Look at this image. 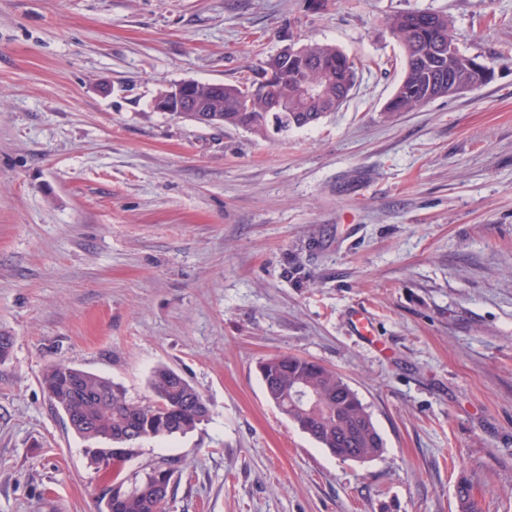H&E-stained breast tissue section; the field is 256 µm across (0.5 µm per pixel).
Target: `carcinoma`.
<instances>
[{
	"instance_id": "1",
	"label": "carcinoma",
	"mask_w": 512,
	"mask_h": 512,
	"mask_svg": "<svg viewBox=\"0 0 512 512\" xmlns=\"http://www.w3.org/2000/svg\"><path fill=\"white\" fill-rule=\"evenodd\" d=\"M386 24L401 44L405 57L404 73L387 105L388 112H408L433 100V67L471 89L486 82L481 70L446 54L428 65L427 56L433 52L436 39H442L448 46L457 45L448 16L401 12L388 17ZM304 50L308 59L330 64L336 91L355 85V62L336 46L314 43L304 46ZM314 70L310 64H297L282 69L279 81L268 87L256 85L250 77L224 86V111L219 113L224 118L223 126L263 134L268 121L266 109L283 98L293 99L303 80L316 78ZM301 107L305 111L290 113L299 128L311 124V112L326 110L321 101L304 100ZM259 369L267 399L330 454L343 460L352 457L363 461L383 454L385 444L371 414L341 374L294 354L270 357L260 363ZM42 385L55 407L73 418H83L81 422H72L71 429L76 434L107 444L105 448L92 449L90 463L95 465L117 455L130 459L136 455L140 440L186 434L209 416L201 393L169 366L153 370L149 380L153 398L146 403L131 402L111 380L67 364L47 366ZM300 385L319 395L318 407L311 409L291 401L293 389ZM179 472L177 459L158 456L145 465L141 477L114 481L112 495L99 499L98 512H164L157 484H171ZM457 496L461 512H479L468 481L460 482Z\"/></svg>"
}]
</instances>
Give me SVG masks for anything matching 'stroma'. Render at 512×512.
<instances>
[{
  "label": "stroma",
  "instance_id": "35a3bbf8",
  "mask_svg": "<svg viewBox=\"0 0 512 512\" xmlns=\"http://www.w3.org/2000/svg\"><path fill=\"white\" fill-rule=\"evenodd\" d=\"M453 20L492 70L386 106L400 11ZM327 42L356 85L264 134L154 110ZM370 336L356 330L358 317ZM0 512H97L132 465L92 467L51 404L65 363L151 399L168 365L202 394L166 512H512V0H0ZM334 369L385 451L340 460L266 398L258 364Z\"/></svg>",
  "mask_w": 512,
  "mask_h": 512
}]
</instances>
